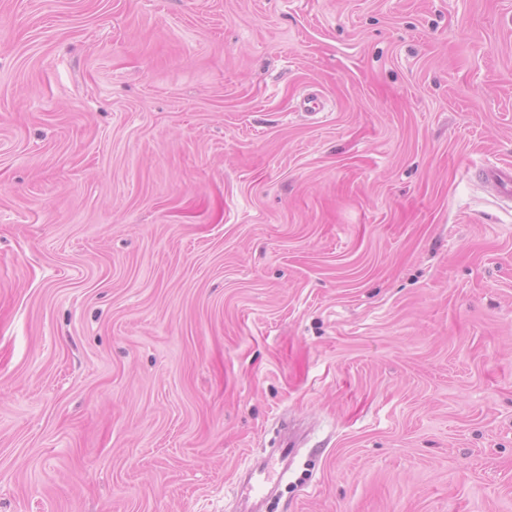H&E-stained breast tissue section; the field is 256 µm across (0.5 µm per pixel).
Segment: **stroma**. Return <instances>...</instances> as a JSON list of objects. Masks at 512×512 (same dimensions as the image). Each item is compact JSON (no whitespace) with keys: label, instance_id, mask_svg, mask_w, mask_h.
Instances as JSON below:
<instances>
[{"label":"stroma","instance_id":"obj_1","mask_svg":"<svg viewBox=\"0 0 512 512\" xmlns=\"http://www.w3.org/2000/svg\"><path fill=\"white\" fill-rule=\"evenodd\" d=\"M512 0H0V512H512ZM478 175L497 193L503 202H512L511 165H490L480 169Z\"/></svg>","mask_w":512,"mask_h":512}]
</instances>
